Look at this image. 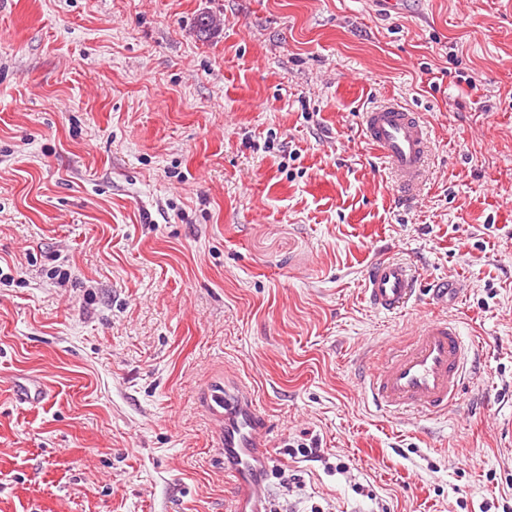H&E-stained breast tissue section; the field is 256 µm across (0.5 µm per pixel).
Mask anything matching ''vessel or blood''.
<instances>
[{
  "label": "vessel or blood",
  "instance_id": "1",
  "mask_svg": "<svg viewBox=\"0 0 512 512\" xmlns=\"http://www.w3.org/2000/svg\"><path fill=\"white\" fill-rule=\"evenodd\" d=\"M364 135L389 161L400 184L413 188L427 161L428 127L414 112L385 102L364 114ZM419 290L411 268L397 259L374 261L367 269L365 298L380 312L394 314ZM467 347L458 326L447 318L423 322L413 340L388 353L372 369L365 391L377 409L426 416L446 413L463 392ZM212 411L220 421L215 446L231 461L234 512H262L268 422L243 386L217 390Z\"/></svg>",
  "mask_w": 512,
  "mask_h": 512
}]
</instances>
